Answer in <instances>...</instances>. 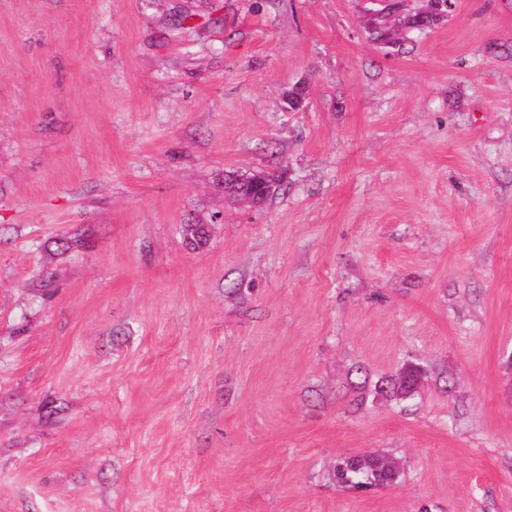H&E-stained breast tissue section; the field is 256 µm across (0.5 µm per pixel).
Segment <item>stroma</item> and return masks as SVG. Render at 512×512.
Segmentation results:
<instances>
[{"label": "stroma", "instance_id": "obj_1", "mask_svg": "<svg viewBox=\"0 0 512 512\" xmlns=\"http://www.w3.org/2000/svg\"><path fill=\"white\" fill-rule=\"evenodd\" d=\"M372 8L0 0V512H512V0ZM393 458L382 455L348 456L336 466V479L350 490L388 487L398 481L399 474L392 468Z\"/></svg>", "mask_w": 512, "mask_h": 512}]
</instances>
